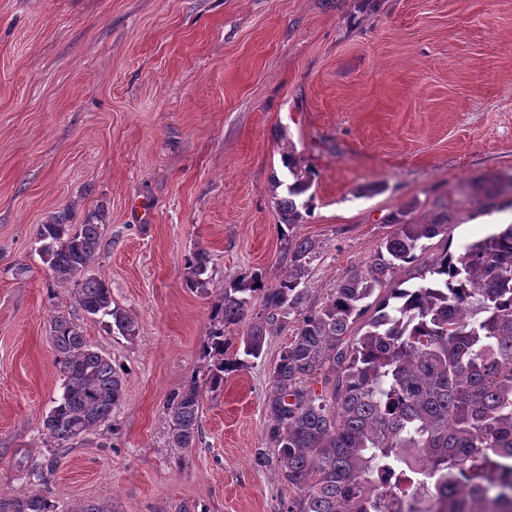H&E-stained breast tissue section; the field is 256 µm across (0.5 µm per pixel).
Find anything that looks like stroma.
Wrapping results in <instances>:
<instances>
[{"instance_id": "35a3bbf8", "label": "stroma", "mask_w": 512, "mask_h": 512, "mask_svg": "<svg viewBox=\"0 0 512 512\" xmlns=\"http://www.w3.org/2000/svg\"><path fill=\"white\" fill-rule=\"evenodd\" d=\"M293 155L312 174L278 227ZM102 213L89 269L137 333L79 311L37 227ZM447 214L433 254L512 222V0H0V491L57 512H285L255 463L264 395L291 336L204 392L194 447L171 444L170 394L208 365L225 283L273 285L286 244L320 243L322 303L399 224ZM209 257L205 289L189 259ZM124 374L111 428L55 453L54 312ZM57 458L47 484L31 465Z\"/></svg>"}]
</instances>
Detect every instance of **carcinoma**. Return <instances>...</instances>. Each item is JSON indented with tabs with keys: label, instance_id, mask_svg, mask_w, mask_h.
<instances>
[{
	"label": "carcinoma",
	"instance_id": "cac0c4a2",
	"mask_svg": "<svg viewBox=\"0 0 512 512\" xmlns=\"http://www.w3.org/2000/svg\"><path fill=\"white\" fill-rule=\"evenodd\" d=\"M284 165L294 182L278 203L279 219L290 228L301 218L294 197L311 177L292 156ZM102 217L83 224L51 217L38 226L41 253L52 279L74 286L82 312L108 316L121 335L134 336L137 325L112 306L106 279L87 274L101 249ZM447 229L446 216L397 225L319 306L308 303L309 267L319 254L309 238L289 246L288 273L274 286L256 274L224 286L204 351L213 364L203 381L167 400L172 445H195L201 388L224 387L225 375L263 356L266 337L289 328L264 399L270 449L255 454L292 491L286 512H403V500L419 495L437 498L442 512L512 502V224L461 252L445 251L424 265L421 282L383 289ZM208 262L203 251L192 257L187 287H205ZM243 324L241 346L225 355L227 333ZM356 324L365 328L360 336ZM49 332L63 392L43 426L54 447L69 449L110 424L123 376L73 315H51ZM0 512L56 508L41 493H0Z\"/></svg>",
	"mask_w": 512,
	"mask_h": 512
}]
</instances>
